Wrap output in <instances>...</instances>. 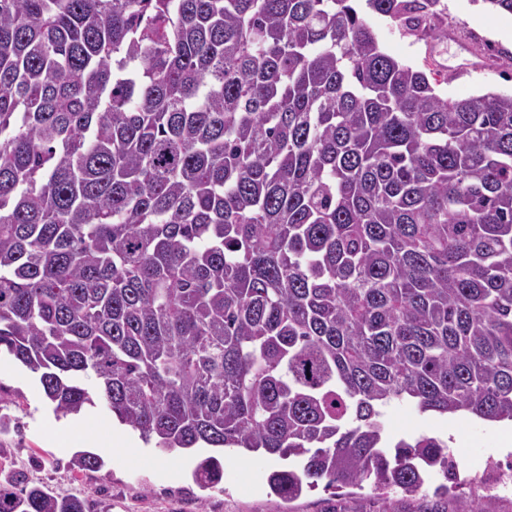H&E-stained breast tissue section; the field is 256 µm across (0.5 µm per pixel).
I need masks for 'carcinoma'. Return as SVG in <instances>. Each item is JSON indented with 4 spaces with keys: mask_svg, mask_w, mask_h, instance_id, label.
Wrapping results in <instances>:
<instances>
[{
    "mask_svg": "<svg viewBox=\"0 0 512 512\" xmlns=\"http://www.w3.org/2000/svg\"><path fill=\"white\" fill-rule=\"evenodd\" d=\"M352 2L0 0V348L56 412L293 457L288 500L457 479L392 403L512 421V93L438 94ZM0 512L86 502L11 472Z\"/></svg>",
    "mask_w": 512,
    "mask_h": 512,
    "instance_id": "1",
    "label": "carcinoma"
}]
</instances>
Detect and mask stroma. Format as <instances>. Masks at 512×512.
<instances>
[{
  "label": "stroma",
  "mask_w": 512,
  "mask_h": 512,
  "mask_svg": "<svg viewBox=\"0 0 512 512\" xmlns=\"http://www.w3.org/2000/svg\"><path fill=\"white\" fill-rule=\"evenodd\" d=\"M364 17L384 51L424 70L440 94L512 92V14L493 10L485 0H440L427 31L418 36L372 11ZM445 30L454 33V40L442 39ZM0 363L12 368L0 377V416L9 423L0 432V471L20 469L59 494L81 495L90 512H512V489L500 488L485 474L504 455L499 423L392 405L383 420L393 440L433 436L440 425L453 424L446 444L459 464V482L447 495H437L444 478L435 473L412 496L399 490L381 492L367 482L341 489L336 496L319 485L287 501L271 494L267 485L268 473L285 465L278 456L247 459L233 448L166 452L131 429L120 448L98 449L101 469L78 470L72 465L77 447L58 441L67 417L56 415L35 374L5 352ZM210 455L222 461L224 477L216 487L204 489L193 473Z\"/></svg>",
  "instance_id": "1"
}]
</instances>
